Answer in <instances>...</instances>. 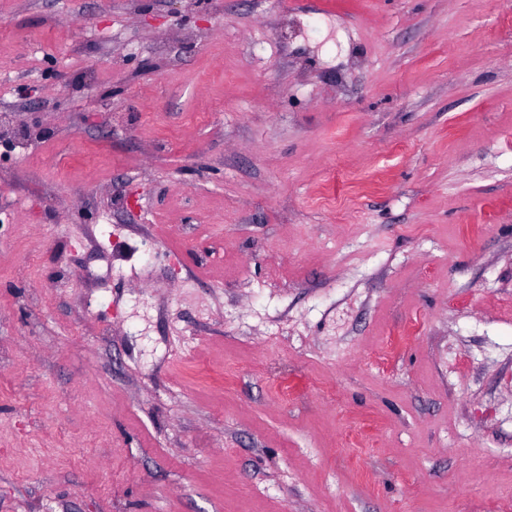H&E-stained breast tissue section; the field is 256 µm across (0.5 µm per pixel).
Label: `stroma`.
I'll return each instance as SVG.
<instances>
[{
  "instance_id": "obj_1",
  "label": "stroma",
  "mask_w": 512,
  "mask_h": 512,
  "mask_svg": "<svg viewBox=\"0 0 512 512\" xmlns=\"http://www.w3.org/2000/svg\"><path fill=\"white\" fill-rule=\"evenodd\" d=\"M0 512H512V0H0Z\"/></svg>"
}]
</instances>
